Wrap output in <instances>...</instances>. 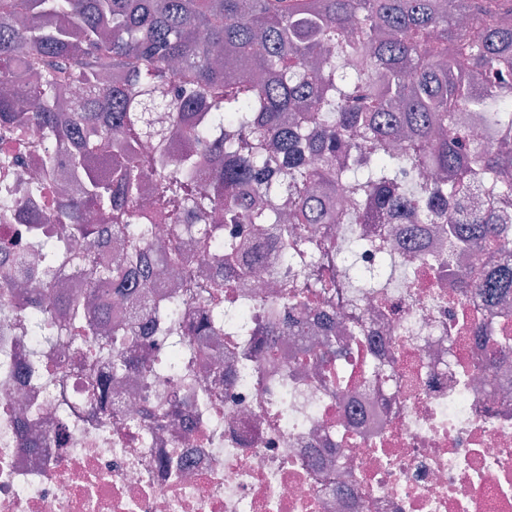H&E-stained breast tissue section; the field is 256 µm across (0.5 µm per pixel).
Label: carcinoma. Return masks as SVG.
I'll return each mask as SVG.
<instances>
[{
    "instance_id": "cac0c4a2",
    "label": "carcinoma",
    "mask_w": 512,
    "mask_h": 512,
    "mask_svg": "<svg viewBox=\"0 0 512 512\" xmlns=\"http://www.w3.org/2000/svg\"><path fill=\"white\" fill-rule=\"evenodd\" d=\"M76 83L86 98L64 122ZM159 108L187 143L179 155L150 119ZM463 112L499 142L466 140ZM31 125L43 140L0 148V169L26 155L39 177L20 190L1 179L0 215L52 181L58 202L0 242V254L23 258L0 272V294L49 293L66 263L85 283L60 307H19L28 335L46 342L31 352L36 380L48 377L51 336L95 334L131 277L160 331L186 344L223 334L220 307L192 329L174 312L226 288L230 258L246 265L252 249L224 252L226 224L268 223L285 240L300 224H448L475 255L512 250L501 223L512 205V0H0V126ZM114 130L127 136L114 141ZM204 178L217 193H193ZM487 180L484 215L458 218L467 188ZM282 192L288 223L273 224L267 201ZM147 197L174 219L166 244H147ZM185 232L212 245L218 273L186 269ZM166 273L183 291L150 294ZM467 287L494 301L512 287V267ZM133 336L116 320L108 346ZM132 370L150 373L113 359V378Z\"/></svg>"
}]
</instances>
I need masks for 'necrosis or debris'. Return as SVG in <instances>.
Segmentation results:
<instances>
[{
  "label": "necrosis or debris",
  "instance_id": "4bbe7bcc",
  "mask_svg": "<svg viewBox=\"0 0 512 512\" xmlns=\"http://www.w3.org/2000/svg\"><path fill=\"white\" fill-rule=\"evenodd\" d=\"M224 234L262 254L224 292L249 326L204 339L174 377L123 380L102 415L86 391L112 374L106 324L54 363L52 384L0 372V512H512V289L491 304L458 278L501 253H423L388 224L307 225L336 255L317 266L333 301L310 289L304 312L345 325L329 356L267 293L280 245L245 224Z\"/></svg>",
  "mask_w": 512,
  "mask_h": 512
}]
</instances>
